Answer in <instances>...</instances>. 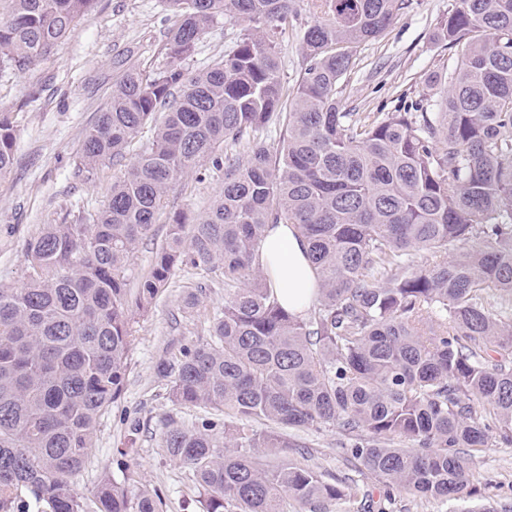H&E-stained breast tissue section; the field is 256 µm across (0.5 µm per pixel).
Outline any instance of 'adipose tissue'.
<instances>
[{"instance_id": "ef3b65f1", "label": "adipose tissue", "mask_w": 512, "mask_h": 512, "mask_svg": "<svg viewBox=\"0 0 512 512\" xmlns=\"http://www.w3.org/2000/svg\"><path fill=\"white\" fill-rule=\"evenodd\" d=\"M259 261L268 268L282 304L296 314H304L316 297L317 285L297 228L291 224L268 225Z\"/></svg>"}]
</instances>
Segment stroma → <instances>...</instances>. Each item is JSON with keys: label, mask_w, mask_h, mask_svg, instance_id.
<instances>
[{"label": "stroma", "mask_w": 512, "mask_h": 512, "mask_svg": "<svg viewBox=\"0 0 512 512\" xmlns=\"http://www.w3.org/2000/svg\"><path fill=\"white\" fill-rule=\"evenodd\" d=\"M447 11L448 0H409L381 36L362 44L339 88L346 110L396 112L422 98H439L441 77L456 64L455 53L433 37ZM313 22L307 0H295L288 28L277 37L285 90H292L304 71L302 37ZM173 23L163 0H96L70 38L36 66L0 72V112L10 113L16 126L14 166L0 177V285L20 286L27 240L43 225L100 210L113 182L151 143L153 128L148 125L127 147L123 160L102 164L91 175L79 169L85 128L128 69L151 72L165 65L161 48ZM241 33L239 23L219 19L203 35L188 68H204L224 55ZM223 184V169L207 161L197 175L170 188L157 223L139 242L128 266L130 284L148 275L166 239L170 216L178 210L204 211ZM207 279L197 269L179 271L151 307L136 313L123 393L103 414L93 456L74 478L86 505H94L99 483L107 477L131 494L148 492L161 512H202L192 470L173 461L160 439L168 421L190 427L205 410L173 403L160 370L184 347L208 342L207 327L224 306V291L207 287ZM293 441L306 446L328 473L357 483L385 512H467L472 505L468 499L441 503L405 494L387 500L382 482L359 470L345 452L348 437L335 428L300 431ZM476 466L483 476L478 496L511 503L512 445L490 443Z\"/></svg>", "instance_id": "1"}]
</instances>
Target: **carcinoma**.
<instances>
[{
  "instance_id": "cac0c4a2",
  "label": "carcinoma",
  "mask_w": 512,
  "mask_h": 512,
  "mask_svg": "<svg viewBox=\"0 0 512 512\" xmlns=\"http://www.w3.org/2000/svg\"><path fill=\"white\" fill-rule=\"evenodd\" d=\"M306 66L284 99L274 37L294 0H165L168 65L126 73L83 132L82 169L154 139L91 221L46 224L26 242L18 288L0 287V512H86L72 477L121 396L144 311L176 273L224 284L210 342L163 364L169 396L215 412L166 426L203 512H323L358 497L293 454L287 430L334 427L391 491L469 496L476 453L512 444V0H452L437 40L458 49L439 100L403 112L343 111L353 49L406 0H311ZM0 65L24 71L65 40L95 0H10ZM220 18L244 25L222 57L185 68ZM287 123L278 148L260 133ZM246 140L243 151L216 152ZM16 129L0 113V177ZM224 186L201 214L170 217L149 274L127 266L171 185L202 162ZM269 224H294L318 282L307 315L279 300L256 263ZM457 243L448 254V244ZM259 421L262 430L251 428ZM402 441L411 442L403 447ZM94 512H158L102 479Z\"/></svg>"
}]
</instances>
